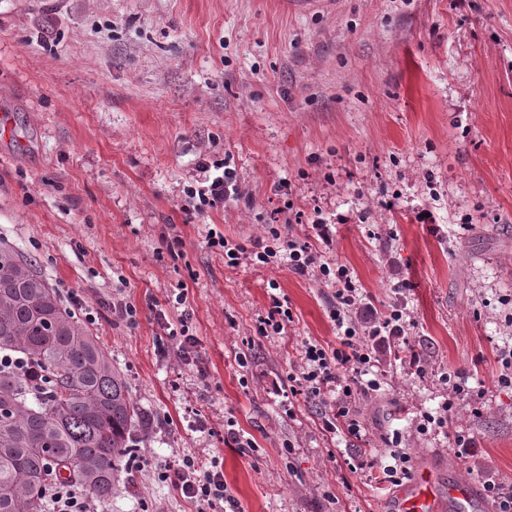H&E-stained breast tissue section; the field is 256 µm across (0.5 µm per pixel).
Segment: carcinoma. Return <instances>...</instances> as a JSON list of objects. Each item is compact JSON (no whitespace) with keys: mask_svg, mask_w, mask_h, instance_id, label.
Segmentation results:
<instances>
[{"mask_svg":"<svg viewBox=\"0 0 512 512\" xmlns=\"http://www.w3.org/2000/svg\"><path fill=\"white\" fill-rule=\"evenodd\" d=\"M0 354L47 377L45 392L0 369V512H47V477L100 499L115 489L136 408L97 339L30 260L0 248Z\"/></svg>","mask_w":512,"mask_h":512,"instance_id":"cac0c4a2","label":"carcinoma"}]
</instances>
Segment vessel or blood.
<instances>
[{
	"mask_svg": "<svg viewBox=\"0 0 512 512\" xmlns=\"http://www.w3.org/2000/svg\"><path fill=\"white\" fill-rule=\"evenodd\" d=\"M394 512H480L479 494L468 481L452 480L440 487L433 470L421 469L399 493Z\"/></svg>",
	"mask_w": 512,
	"mask_h": 512,
	"instance_id": "obj_1",
	"label": "vessel or blood"
}]
</instances>
